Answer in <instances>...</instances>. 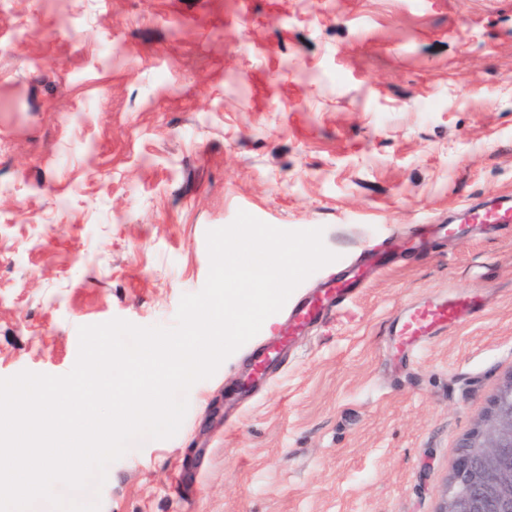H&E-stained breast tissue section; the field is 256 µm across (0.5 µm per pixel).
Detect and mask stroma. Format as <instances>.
Instances as JSON below:
<instances>
[{"instance_id": "stroma-1", "label": "stroma", "mask_w": 512, "mask_h": 512, "mask_svg": "<svg viewBox=\"0 0 512 512\" xmlns=\"http://www.w3.org/2000/svg\"><path fill=\"white\" fill-rule=\"evenodd\" d=\"M494 196L512 0H0V378L68 373L82 326L173 327L242 210L337 254L290 302L383 262L252 398L269 316L108 466L100 512H438L512 370V226L419 235ZM436 296L482 308L411 349Z\"/></svg>"}]
</instances>
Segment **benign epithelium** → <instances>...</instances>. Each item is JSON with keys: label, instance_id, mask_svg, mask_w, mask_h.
<instances>
[{"label": "benign epithelium", "instance_id": "obj_1", "mask_svg": "<svg viewBox=\"0 0 512 512\" xmlns=\"http://www.w3.org/2000/svg\"><path fill=\"white\" fill-rule=\"evenodd\" d=\"M459 448L438 512H512V373Z\"/></svg>", "mask_w": 512, "mask_h": 512}]
</instances>
